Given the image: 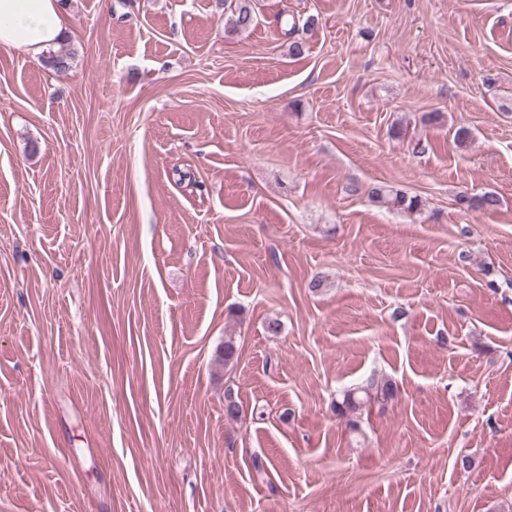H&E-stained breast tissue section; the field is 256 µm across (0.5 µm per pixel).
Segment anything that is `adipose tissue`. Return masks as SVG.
I'll return each instance as SVG.
<instances>
[{"label":"adipose tissue","instance_id":"obj_1","mask_svg":"<svg viewBox=\"0 0 512 512\" xmlns=\"http://www.w3.org/2000/svg\"><path fill=\"white\" fill-rule=\"evenodd\" d=\"M68 29L59 0H0V47L41 61Z\"/></svg>","mask_w":512,"mask_h":512}]
</instances>
